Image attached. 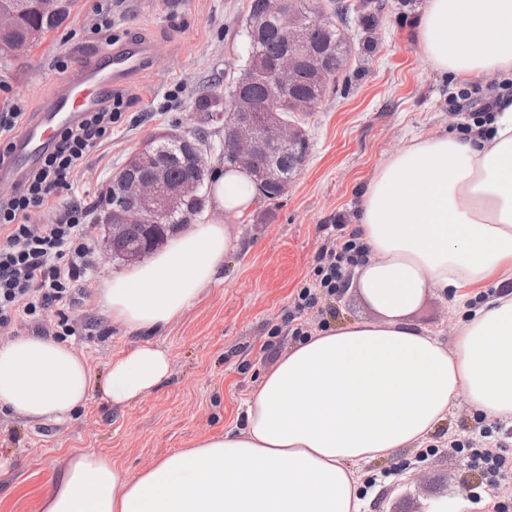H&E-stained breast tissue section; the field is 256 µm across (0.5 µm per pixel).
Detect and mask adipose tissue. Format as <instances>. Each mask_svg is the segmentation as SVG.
Wrapping results in <instances>:
<instances>
[{
    "mask_svg": "<svg viewBox=\"0 0 512 512\" xmlns=\"http://www.w3.org/2000/svg\"><path fill=\"white\" fill-rule=\"evenodd\" d=\"M416 32L432 66L459 82L512 73V0H426ZM209 182L208 222L104 281L101 303L128 333L179 319L237 249L229 225L256 203L250 177L229 168ZM359 225L368 256L350 286L374 319L298 341L245 401L242 425L138 474L74 455L39 512H362V465L422 447L459 398L486 420L512 421V100L469 137L418 134L382 159ZM434 288L465 306L449 346L410 320ZM170 372L147 339L112 359L103 393L122 406ZM94 379L54 338L0 343V408L28 422L68 418Z\"/></svg>",
    "mask_w": 512,
    "mask_h": 512,
    "instance_id": "obj_1",
    "label": "adipose tissue"
}]
</instances>
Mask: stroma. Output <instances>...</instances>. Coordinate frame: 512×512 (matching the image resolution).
<instances>
[{
  "label": "stroma",
  "mask_w": 512,
  "mask_h": 512,
  "mask_svg": "<svg viewBox=\"0 0 512 512\" xmlns=\"http://www.w3.org/2000/svg\"><path fill=\"white\" fill-rule=\"evenodd\" d=\"M375 22L351 17V53L343 75L331 87L305 130L308 157L287 192L259 200L229 228L240 247L224 260L218 283L169 327L151 334L172 361L170 379L122 407L100 389L64 422L32 424L0 410V512H39V502L71 455L95 451L136 474L161 456L189 448L237 422L246 399L263 375L291 349L290 337L269 338L282 322L301 283L312 276L323 243L322 225L357 224L359 203L378 163L431 131L461 135L468 113L451 103L462 85L434 69L413 36L424 0H377ZM95 0H77L70 17L28 53L0 55V112L20 106L38 111L42 100L67 81L71 69L103 41L90 30ZM249 0H112V34L154 43L149 68L122 86L130 102L112 130V140L81 167L72 189L60 191L50 220L63 217L73 201L100 210V196L129 156L165 132L208 131L216 146L210 169L223 168L218 141L224 86L243 64V34ZM68 71H61V62ZM215 98V119L195 100ZM88 235L100 267L87 295L66 314L77 333L68 344L81 353L97 377L108 363L142 341L114 324L102 310L98 290L122 272L105 228L92 223ZM463 318L452 294L435 289L412 314L416 326L452 338ZM478 414L458 401L449 420L431 437L432 450L406 449L363 468L365 485H377L366 512H428L444 497H490L512 512V493L490 487L480 468L447 443L479 435Z\"/></svg>",
  "instance_id": "1"
}]
</instances>
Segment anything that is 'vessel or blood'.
<instances>
[{
  "label": "vessel or blood",
  "mask_w": 512,
  "mask_h": 512,
  "mask_svg": "<svg viewBox=\"0 0 512 512\" xmlns=\"http://www.w3.org/2000/svg\"><path fill=\"white\" fill-rule=\"evenodd\" d=\"M153 52L150 44L137 41L120 47L106 45L86 57L77 72L43 102L35 118L21 125L13 137L9 161L0 165V179L22 181L52 146L61 127L77 123L84 113L98 108L113 87L145 71Z\"/></svg>",
  "instance_id": "1"
}]
</instances>
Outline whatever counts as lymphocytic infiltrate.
<instances>
[{"label":"lymphocytic infiltrate","instance_id":"f902f5d3","mask_svg":"<svg viewBox=\"0 0 512 512\" xmlns=\"http://www.w3.org/2000/svg\"><path fill=\"white\" fill-rule=\"evenodd\" d=\"M127 99L109 95L101 106L77 124L59 129L41 163L31 169L14 191L0 197V335L11 336L20 321L39 322L44 310L65 307L82 295L99 264L95 242L86 229L88 210L73 203L65 217L52 224L37 223L50 211L60 190L71 189L78 169L112 135ZM312 277L296 291L286 325H273L271 335L301 341L314 330H326L325 302L345 288L354 266L367 256L358 229L329 224ZM482 442L450 441L449 446L483 468L492 482H512V455Z\"/></svg>","mask_w":512,"mask_h":512}]
</instances>
